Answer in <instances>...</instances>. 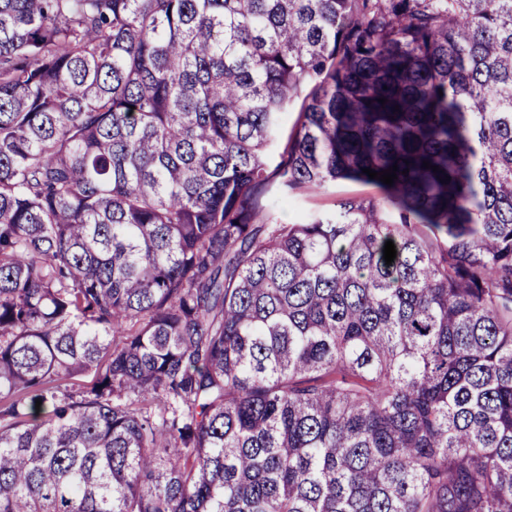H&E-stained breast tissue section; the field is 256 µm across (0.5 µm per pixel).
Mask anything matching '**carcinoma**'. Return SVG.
I'll list each match as a JSON object with an SVG mask.
<instances>
[{
    "label": "carcinoma",
    "mask_w": 512,
    "mask_h": 512,
    "mask_svg": "<svg viewBox=\"0 0 512 512\" xmlns=\"http://www.w3.org/2000/svg\"><path fill=\"white\" fill-rule=\"evenodd\" d=\"M0 512H512V0H0ZM372 193H374V189L370 186L348 181H337L336 185L321 190L304 188L295 190L290 193L288 204L280 206L281 188L278 183H273L267 195V202L270 214L274 218L288 222L289 218H297L301 214L328 209L340 198Z\"/></svg>",
    "instance_id": "obj_1"
}]
</instances>
